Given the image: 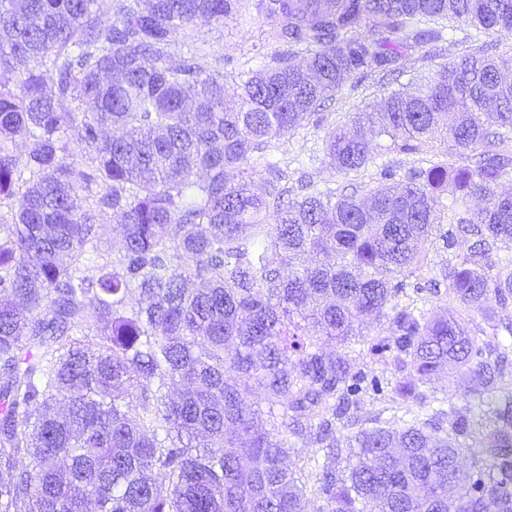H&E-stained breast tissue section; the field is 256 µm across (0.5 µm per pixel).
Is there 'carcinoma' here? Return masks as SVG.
<instances>
[{
    "label": "carcinoma",
    "instance_id": "1",
    "mask_svg": "<svg viewBox=\"0 0 512 512\" xmlns=\"http://www.w3.org/2000/svg\"><path fill=\"white\" fill-rule=\"evenodd\" d=\"M241 2L114 0L104 18L97 0H0V205L25 186L0 225V512H306L308 481L323 512H512V325L480 344L458 312L432 318L414 299L443 284L464 308L512 300V194L498 192L512 160L493 132L512 130V83L487 52L466 54L329 131L347 176L372 162L371 136L413 153L444 129L458 150L397 186L382 167L363 200L308 182L287 202L274 158L351 77L440 40L428 23L512 31V0H261L288 55L232 84L193 57L166 63L177 32ZM94 186L91 213L80 192ZM111 211L123 246L86 275ZM435 231L446 256L428 278ZM363 315L389 321L369 351L394 380L316 347L315 332L347 343ZM447 369L464 405L352 431L366 399L418 398ZM282 431L324 452L304 479Z\"/></svg>",
    "mask_w": 512,
    "mask_h": 512
}]
</instances>
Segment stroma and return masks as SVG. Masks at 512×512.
<instances>
[{"label": "stroma", "instance_id": "stroma-1", "mask_svg": "<svg viewBox=\"0 0 512 512\" xmlns=\"http://www.w3.org/2000/svg\"><path fill=\"white\" fill-rule=\"evenodd\" d=\"M488 40L493 43L492 53L503 74L512 76V32L504 30L488 38L458 21L454 24L451 38L417 47L400 59L397 63L399 77L384 78L379 73L371 72L350 79L336 94L332 103L323 109L322 123L307 120L281 140L280 148L291 161V179H298L299 175L304 174L320 185H344L352 181L367 191L375 185L378 166H393L398 176L402 177L410 169L446 159L452 152L453 142L442 133L431 136L421 145L419 151L409 154L394 150L389 139H375L371 143L372 165L349 178L338 173L328 158L322 157L321 152L326 132L347 123L353 113L376 111L392 91L414 90L424 77L429 76L440 65L478 51L483 42ZM195 48L205 52L207 62L225 59L224 76L229 80L263 68L272 57L283 51L282 45L271 38L270 22L258 9L255 0H250L243 15L227 18L221 24L201 25L178 33L170 48L171 62H179ZM313 152L320 153V160L305 167L300 166V159Z\"/></svg>", "mask_w": 512, "mask_h": 512}]
</instances>
